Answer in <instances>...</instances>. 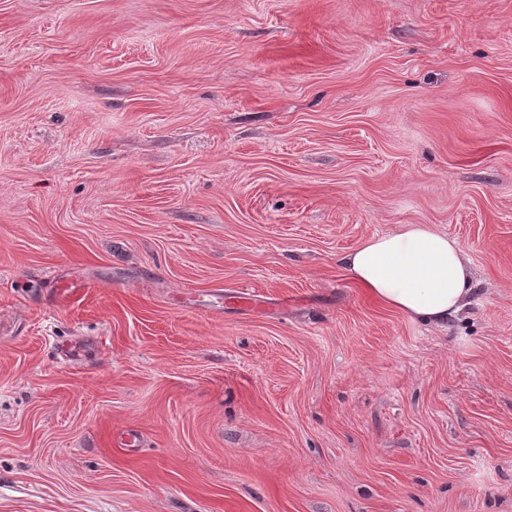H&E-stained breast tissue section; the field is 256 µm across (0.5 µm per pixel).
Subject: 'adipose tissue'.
Returning <instances> with one entry per match:
<instances>
[{
  "label": "adipose tissue",
  "mask_w": 512,
  "mask_h": 512,
  "mask_svg": "<svg viewBox=\"0 0 512 512\" xmlns=\"http://www.w3.org/2000/svg\"><path fill=\"white\" fill-rule=\"evenodd\" d=\"M340 263L369 296L424 324L447 322L472 291L459 243L425 224L371 236Z\"/></svg>",
  "instance_id": "ef3b65f1"
}]
</instances>
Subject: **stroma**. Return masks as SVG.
Masks as SVG:
<instances>
[{"label": "stroma", "mask_w": 512, "mask_h": 512, "mask_svg": "<svg viewBox=\"0 0 512 512\" xmlns=\"http://www.w3.org/2000/svg\"><path fill=\"white\" fill-rule=\"evenodd\" d=\"M0 512H512V0H0ZM339 262L369 296L424 324L448 322L472 291L460 244L427 224L371 236Z\"/></svg>", "instance_id": "35a3bbf8"}]
</instances>
